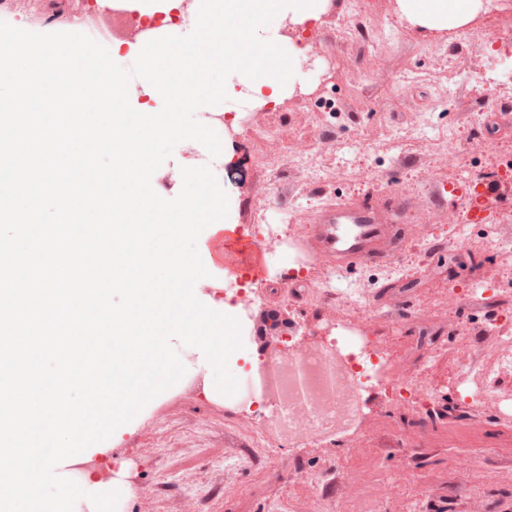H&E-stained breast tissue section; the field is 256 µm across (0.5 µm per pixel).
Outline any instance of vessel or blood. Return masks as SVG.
I'll return each mask as SVG.
<instances>
[{"label":"vessel or blood","mask_w":512,"mask_h":512,"mask_svg":"<svg viewBox=\"0 0 512 512\" xmlns=\"http://www.w3.org/2000/svg\"><path fill=\"white\" fill-rule=\"evenodd\" d=\"M499 186V181L492 178L463 181L450 184L448 194L466 200L467 223L483 224L493 215L505 218L512 214L505 209L492 213L488 205ZM409 208L410 202L404 196L388 202L353 197L340 200L315 215L297 249L307 259L327 257L348 263L387 257L399 248L394 226ZM225 267L233 274L243 267L256 276L262 272L258 250L238 240L225 245Z\"/></svg>","instance_id":"b4317fda"}]
</instances>
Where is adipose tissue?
<instances>
[{
	"mask_svg": "<svg viewBox=\"0 0 512 512\" xmlns=\"http://www.w3.org/2000/svg\"><path fill=\"white\" fill-rule=\"evenodd\" d=\"M130 8L150 21L189 30L192 16L182 8L183 0H126ZM406 21L427 30H447L468 25L484 9L483 0H398ZM129 492L127 484L113 480L104 485L93 472H86L79 492L67 502L65 512H103L108 501L120 500Z\"/></svg>",
	"mask_w": 512,
	"mask_h": 512,
	"instance_id": "1",
	"label": "adipose tissue"
}]
</instances>
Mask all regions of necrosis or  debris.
<instances>
[{
  "mask_svg": "<svg viewBox=\"0 0 512 512\" xmlns=\"http://www.w3.org/2000/svg\"><path fill=\"white\" fill-rule=\"evenodd\" d=\"M69 15L82 25L115 31L120 40L147 32L134 12L117 6L99 12L92 0H70ZM389 379L402 383L412 409H429L420 381L401 360L358 319L336 316L327 320L321 338L288 339L260 360L252 391L238 396L245 402L256 391L262 398L249 421L256 447L319 445L351 432L361 419L365 392Z\"/></svg>",
  "mask_w": 512,
  "mask_h": 512,
  "instance_id": "4bbe7bcc",
  "label": "necrosis or debris"
}]
</instances>
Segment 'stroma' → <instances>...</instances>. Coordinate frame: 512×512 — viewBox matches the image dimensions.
<instances>
[{
    "mask_svg": "<svg viewBox=\"0 0 512 512\" xmlns=\"http://www.w3.org/2000/svg\"><path fill=\"white\" fill-rule=\"evenodd\" d=\"M347 2L333 0L316 32L325 52L303 64L307 92L260 113L257 129L243 126L231 137L233 159L224 166V190L235 200L229 221L251 243L259 225L308 224L339 198L402 194L412 203L400 226L404 249L338 268L332 278L299 261L289 244L262 251L252 351H270L280 340L258 312L286 314L312 334L330 315L319 286L358 289L352 314L397 355L413 351L437 414L408 413L395 403V385H381L356 445L287 444L271 452L254 447L227 406L202 390L183 400L169 392L92 463L122 474L132 489L115 512H315L319 493L339 512H512V369L499 366L508 346L492 323L496 313L512 318V250L489 244L497 234L512 242V226L451 225L449 214L463 212L466 201L450 198L439 207L432 199L435 188L487 172L488 156L470 137L473 120L512 155V118L495 112L512 103V54L483 44L475 32L440 51L430 33L392 28L391 0H366L384 39L352 42L337 24ZM301 146L309 149L314 178L292 166L272 174L248 160ZM450 235L452 247L425 253L427 239ZM476 272L485 281L480 291L470 285ZM288 273L293 281H285ZM454 319L470 326L469 344L455 336ZM468 353L493 372V397L475 416L462 388ZM463 443L482 451L465 473L448 457ZM404 468L411 483L395 485Z\"/></svg>",
    "mask_w": 512,
    "mask_h": 512,
    "instance_id": "35a3bbf8",
    "label": "stroma"
}]
</instances>
